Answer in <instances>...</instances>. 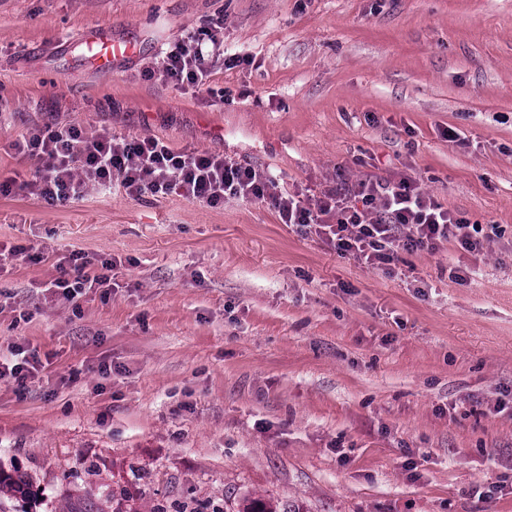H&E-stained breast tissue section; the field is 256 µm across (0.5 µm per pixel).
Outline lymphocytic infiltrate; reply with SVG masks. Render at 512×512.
Segmentation results:
<instances>
[{
	"label": "lymphocytic infiltrate",
	"mask_w": 512,
	"mask_h": 512,
	"mask_svg": "<svg viewBox=\"0 0 512 512\" xmlns=\"http://www.w3.org/2000/svg\"><path fill=\"white\" fill-rule=\"evenodd\" d=\"M224 45V19L188 31L163 51L154 72L182 89L208 88L212 68ZM16 153L28 158L27 179H0V195L20 190L50 205L78 201L92 190L120 185L125 193L146 196L178 194L215 207L225 197L268 202L282 223L314 230L339 256H353L370 265L388 264L402 251L439 250L453 242L479 254L490 248L500 230L454 215L408 177L366 178L302 199L277 189L263 169L245 166L219 154L176 151L153 136L119 137L109 129L90 133L74 122L33 128L15 141ZM112 262L92 271L82 253L58 264L47 288L74 302L89 288L112 285Z\"/></svg>",
	"instance_id": "lymphocytic-infiltrate-1"
}]
</instances>
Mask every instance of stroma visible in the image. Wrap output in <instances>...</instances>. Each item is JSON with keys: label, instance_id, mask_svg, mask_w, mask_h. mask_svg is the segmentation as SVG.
<instances>
[{"label": "stroma", "instance_id": "1", "mask_svg": "<svg viewBox=\"0 0 512 512\" xmlns=\"http://www.w3.org/2000/svg\"><path fill=\"white\" fill-rule=\"evenodd\" d=\"M218 13L246 64L207 92L143 77ZM101 25L139 56L85 64ZM55 120L311 197L409 177L500 236L377 268L257 201L0 195V356L42 361L0 381L10 512H512V0H0V174ZM74 252L114 262L109 293L45 292ZM13 356L23 355L21 358L6 362L0 361V380H13L18 386H25L27 380L38 370L40 361L36 351L28 352L16 348Z\"/></svg>", "mask_w": 512, "mask_h": 512}]
</instances>
